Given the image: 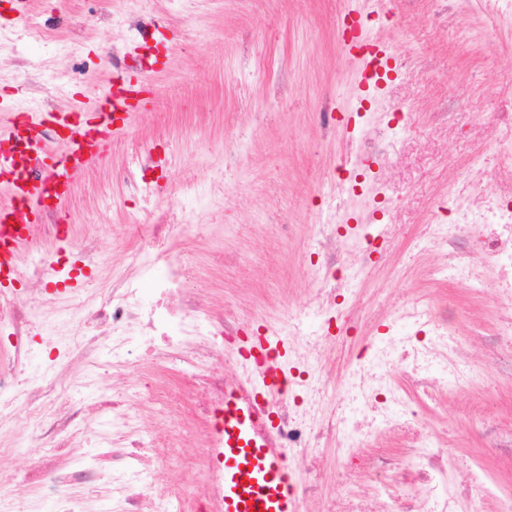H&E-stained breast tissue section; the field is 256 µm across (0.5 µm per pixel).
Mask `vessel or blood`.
I'll use <instances>...</instances> for the list:
<instances>
[{"mask_svg":"<svg viewBox=\"0 0 512 512\" xmlns=\"http://www.w3.org/2000/svg\"><path fill=\"white\" fill-rule=\"evenodd\" d=\"M391 55L378 47L375 58H363L362 85L369 95H380L371 84ZM97 108L80 105L70 114L73 137L69 149L58 152L49 145L39 149L38 163L43 172L36 183L11 185L8 197L24 196L31 210H38L44 186H54L66 195L72 184L104 154L115 131L111 123L101 122ZM46 122L38 112H13L0 116V139H7L21 124L40 128ZM272 412L265 400L253 398L249 381L226 386L224 408L216 413L212 424L214 460L211 474L216 512H299V496L294 466L283 449L277 448L272 430Z\"/></svg>","mask_w":512,"mask_h":512,"instance_id":"b4317fda","label":"vessel or blood"}]
</instances>
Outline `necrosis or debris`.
<instances>
[{"instance_id": "1", "label": "necrosis or debris", "mask_w": 512, "mask_h": 512, "mask_svg": "<svg viewBox=\"0 0 512 512\" xmlns=\"http://www.w3.org/2000/svg\"><path fill=\"white\" fill-rule=\"evenodd\" d=\"M447 212L448 220L422 231L443 247L433 278L477 289L478 271L487 268L501 287L497 321L477 336L482 364L447 313L423 297L381 312L387 334L359 335L354 286L372 269L385 227L363 225L355 242L337 225L317 229L312 277L319 288L310 312L319 327L285 328L280 344L292 384L273 408L277 442L303 477L301 505L317 499L322 512H512V490L481 459L460 472L449 469L427 419L445 399L476 390L487 377L512 385V199L479 185L452 189ZM207 230L182 213L161 224L131 225L121 242L86 238V265L99 266L113 249L122 252L123 267L102 292L80 297L41 288L54 262L18 261L15 279L37 288L0 289V512H39L47 495L53 512H96L81 490L97 485L108 489V512H157L170 499L182 503L181 512H211L208 497L196 491L211 468L180 450L223 405L224 368L248 320L233 302L215 306L190 286ZM146 280L154 295L148 306L140 301ZM37 324L46 329L47 345L59 336L67 343L61 360L33 373L30 331ZM191 362L199 369L178 391L160 385L104 395L91 413L66 398L71 375L102 380L109 370L134 367L178 375ZM147 409L180 418L166 450L146 441ZM92 435L100 454L82 451ZM382 437L400 441L410 456L377 447ZM26 447L41 454L19 474L10 460ZM174 460L183 482L163 484L159 474Z\"/></svg>"}]
</instances>
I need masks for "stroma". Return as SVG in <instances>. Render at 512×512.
Wrapping results in <instances>:
<instances>
[{
	"label": "stroma",
	"mask_w": 512,
	"mask_h": 512,
	"mask_svg": "<svg viewBox=\"0 0 512 512\" xmlns=\"http://www.w3.org/2000/svg\"><path fill=\"white\" fill-rule=\"evenodd\" d=\"M383 2L385 16L368 34L389 46L396 65L383 94L366 101L362 123L386 125L402 104L412 126L374 157V178L354 196L336 169L347 160L360 166L364 153L344 125L324 129L318 114H349L358 104L351 90L361 64L338 28L361 0H0V104L66 112L110 85L149 81L106 162L87 169L60 206L65 241L33 238L23 258L58 251L73 261L85 236L118 239L125 225L146 223L140 192L118 177L148 154L158 203L194 210L209 227L194 285L215 303L287 318L315 287L306 248L317 225L374 222L387 227L388 267L359 287L363 334L380 309L423 296L447 306L459 336L471 340L494 316L497 285L474 293L434 281L429 271L442 249L421 233L449 187L491 183L512 196V167L492 146L498 130L480 119L512 110L487 96L512 80V8ZM281 224L292 225L290 236H279ZM219 250L233 254L232 264L211 263ZM479 405L486 425L512 421V386L487 378L447 399L431 424L448 434L449 461L482 456L512 485V455L488 448L473 425Z\"/></svg>",
	"instance_id": "35a3bbf8"
}]
</instances>
